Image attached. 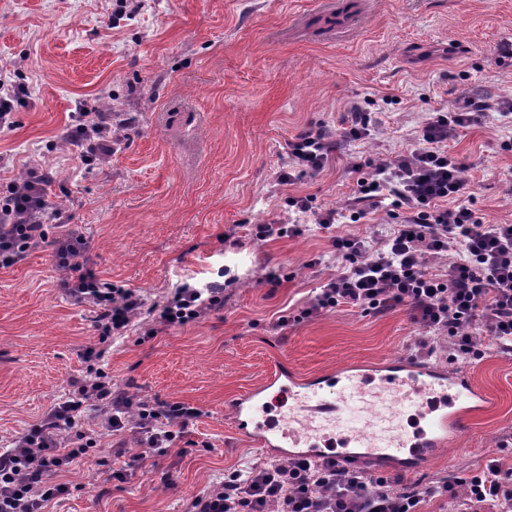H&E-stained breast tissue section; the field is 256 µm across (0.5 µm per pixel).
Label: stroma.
Masks as SVG:
<instances>
[{"label": "stroma", "mask_w": 512, "mask_h": 512, "mask_svg": "<svg viewBox=\"0 0 512 512\" xmlns=\"http://www.w3.org/2000/svg\"><path fill=\"white\" fill-rule=\"evenodd\" d=\"M510 41L512 0H0V78L29 88L0 132V184L32 161L46 166L50 202L86 239L97 277L145 306L184 282H224L223 309L155 334L137 318L99 363L134 398L198 408L184 437L120 484L92 464L71 467L58 479L74 494L47 512H184L226 469L292 456L257 447L232 421L230 400L274 367L377 375L414 354L424 331L401 308L341 307L277 328L338 264L321 230L260 241L251 227L278 217L290 193L344 208L351 165L412 150L424 113L473 91L512 96ZM105 97L133 122L111 162L87 170L59 134ZM368 100L381 119L373 136L277 185L289 138L320 125L339 135L344 109ZM448 149L466 164L483 222L512 221V122L487 118ZM57 280L49 245L0 268V450L86 377L98 312ZM468 374L491 406L425 464L389 475L423 489L492 459L512 467L499 446L512 435V355L489 351Z\"/></svg>", "instance_id": "35a3bbf8"}]
</instances>
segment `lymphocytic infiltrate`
I'll list each match as a JSON object with an SVG mask.
<instances>
[{
  "instance_id": "f902f5d3",
  "label": "lymphocytic infiltrate",
  "mask_w": 512,
  "mask_h": 512,
  "mask_svg": "<svg viewBox=\"0 0 512 512\" xmlns=\"http://www.w3.org/2000/svg\"><path fill=\"white\" fill-rule=\"evenodd\" d=\"M512 118V99L491 103L471 99L466 107L436 110L420 121L416 146L407 154L365 172L352 165L356 190L344 211L314 206L308 195H287L289 213L256 227L258 239L295 238L305 225L296 214H308L320 228L337 219L360 223L378 204H385L392 226L370 237L336 233L331 247L339 263L336 274L315 288L299 309V319H313L341 307L384 313L405 308L428 335L444 336L460 366L484 357L488 347L512 352V223H484L468 202L474 185L463 176L464 162L448 150V136L481 123L489 115ZM111 113L75 112L60 133L86 168L108 164L118 149ZM337 140L323 127L299 131L286 143L287 160L275 174L280 186L296 184L333 161ZM50 172L32 163L23 181H10L0 197V267H9L30 251L53 244L58 282L78 303L99 311V338L82 358L86 378L63 402L18 436L12 449L0 451V512H46L48 505L70 495L73 487L54 482V474L81 462L104 466L95 455L100 440L116 436L113 456L124 458L117 480L149 470L151 458L167 454L182 436L197 408L182 402L157 406L114 390L96 363L103 343L138 317L142 300L135 290L101 281L90 267L88 245L79 235L60 229L49 237L52 215L47 188ZM447 258L446 266L436 261ZM224 305V285L188 284L154 308L156 325L182 327ZM94 407L97 429L83 428L81 414ZM135 422H128V414ZM133 432L139 445L131 451L121 435ZM466 487L462 512L484 506L512 512V470L489 460L462 482L442 480L418 489L398 477L342 465L333 459L299 455L285 463H254L225 474L195 495L185 512H421L425 497L456 499Z\"/></svg>"
}]
</instances>
